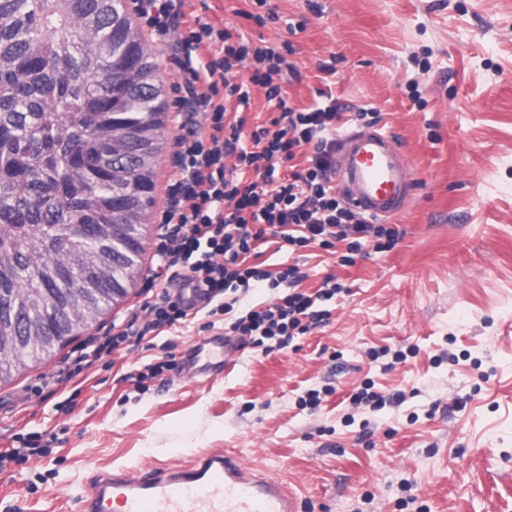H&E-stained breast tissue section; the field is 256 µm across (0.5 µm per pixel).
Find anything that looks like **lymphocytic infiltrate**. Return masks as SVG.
<instances>
[{
	"mask_svg": "<svg viewBox=\"0 0 512 512\" xmlns=\"http://www.w3.org/2000/svg\"><path fill=\"white\" fill-rule=\"evenodd\" d=\"M184 0H135V10L157 41L170 45L187 75L184 93L174 103L177 115L200 122L176 138L173 179L162 215L157 253L163 286L106 335L91 337L73 365L92 367L131 341L160 335L187 322L189 313L178 283L204 289L216 312L224 314V333L269 353L328 319L325 301L341 293L335 277L309 294L300 291L297 267L272 272L247 260L268 238L292 249L316 244L324 249L347 245L344 263L373 240L376 251L391 250L398 229L366 221L343 206L332 186V150L327 140L339 117L334 107L294 109L282 83L287 58L275 49L234 39L223 28L202 20L185 25ZM184 37H177L178 28ZM254 66L247 77L237 67ZM264 89L279 114L269 125L244 134L245 117L232 106L248 105L252 88ZM313 146L308 165L279 178L275 165L295 158L296 148ZM261 286L275 290L274 302L236 309L232 293Z\"/></svg>",
	"mask_w": 512,
	"mask_h": 512,
	"instance_id": "f902f5d3",
	"label": "lymphocytic infiltrate"
}]
</instances>
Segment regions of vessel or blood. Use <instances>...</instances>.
Listing matches in <instances>:
<instances>
[{
  "label": "vessel or blood",
  "mask_w": 512,
  "mask_h": 512,
  "mask_svg": "<svg viewBox=\"0 0 512 512\" xmlns=\"http://www.w3.org/2000/svg\"><path fill=\"white\" fill-rule=\"evenodd\" d=\"M335 172L349 205L376 220L401 215L416 182L392 137L372 127L341 139ZM80 502L81 512H300L280 479L229 450H204L187 464L113 469L95 478Z\"/></svg>",
  "instance_id": "vessel-or-blood-1"
}]
</instances>
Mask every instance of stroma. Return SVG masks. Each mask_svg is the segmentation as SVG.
<instances>
[{
  "label": "stroma",
  "mask_w": 512,
  "mask_h": 512,
  "mask_svg": "<svg viewBox=\"0 0 512 512\" xmlns=\"http://www.w3.org/2000/svg\"><path fill=\"white\" fill-rule=\"evenodd\" d=\"M184 10L289 47L292 105H335L336 138L375 127L396 140L416 175L400 239L388 252L363 246L346 266L342 244L332 254L264 244L263 268L298 266L310 292L332 274L345 290L295 347L240 344L218 375L174 370L144 391L125 379L223 332V315L204 310L69 381L57 372L81 339L27 362L0 381V453L21 436L57 441L0 470V512H78L92 474L202 449L236 451L282 479L305 512H512V0H185ZM174 118L164 115L141 271L87 335L137 305L160 265ZM411 346L416 357L393 363L391 351ZM367 379L392 403L353 408ZM326 387L319 408L300 406Z\"/></svg>",
  "instance_id": "stroma-1"
}]
</instances>
